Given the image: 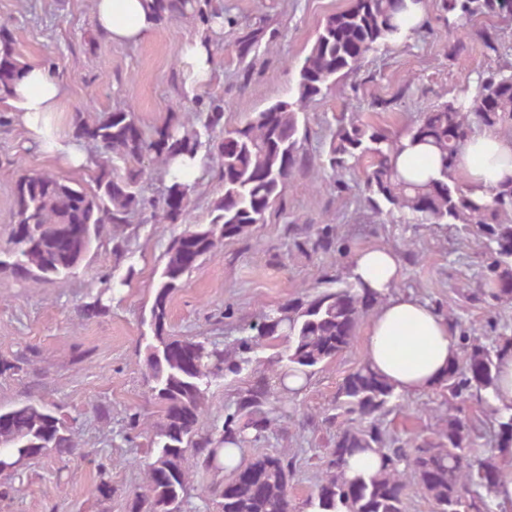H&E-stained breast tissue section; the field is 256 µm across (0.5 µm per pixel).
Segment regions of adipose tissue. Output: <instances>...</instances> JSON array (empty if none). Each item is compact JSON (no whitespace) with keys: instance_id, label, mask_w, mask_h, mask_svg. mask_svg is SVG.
<instances>
[{"instance_id":"obj_1","label":"adipose tissue","mask_w":512,"mask_h":512,"mask_svg":"<svg viewBox=\"0 0 512 512\" xmlns=\"http://www.w3.org/2000/svg\"><path fill=\"white\" fill-rule=\"evenodd\" d=\"M149 0H93L97 28L118 46L135 45L154 29ZM65 91L43 68L27 67L9 102L32 140L49 154L80 164L83 154L52 120L63 110ZM454 176L473 198L488 196L512 181V139L492 128L470 136L458 152ZM350 278L383 302L366 326L365 361L405 395H418L441 384L456 362L458 345L452 325L420 299L396 292L402 266L395 250L376 246L353 258Z\"/></svg>"}]
</instances>
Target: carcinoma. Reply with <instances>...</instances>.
Segmentation results:
<instances>
[{"label": "carcinoma", "mask_w": 512, "mask_h": 512, "mask_svg": "<svg viewBox=\"0 0 512 512\" xmlns=\"http://www.w3.org/2000/svg\"><path fill=\"white\" fill-rule=\"evenodd\" d=\"M208 0H154L157 17L183 18L203 13ZM448 28L464 35L479 16L512 13V0H443ZM406 0H354L351 8L329 16L297 68L295 95L255 113L241 126H224V113H207L204 128L223 127L215 145L218 175L224 186L206 224L189 223V207L168 199L177 192L191 197L194 186L172 177L165 194L150 199L143 193L145 161L163 168L179 158L193 160L203 142L190 123H167L153 134H131V113L122 110L90 122L84 113L73 116L76 137L100 149L93 160L92 186L49 173L21 176L15 188V223L27 228L21 240L7 239L0 248V271L16 278L61 282L79 266L93 245L109 237L113 252L126 251L124 236L135 213H149L155 224H184L162 257L150 309L151 340L145 345L146 380L152 396L164 406L153 426L143 463L145 482L130 512H180L190 488L189 457L214 473L226 470L224 448H246L261 441L276 418L265 410L268 385L262 381L240 394L233 412L224 418L218 434L202 432L199 419L206 410L209 388L219 379L237 375L247 355L273 345L283 348L268 361L285 364L281 385L288 375L309 378L351 344L359 318L374 302L364 300L350 279L310 300H287L263 311L248 325L250 334L231 347L221 348L205 338L170 333L167 303L185 275L203 258L214 254L224 240L246 235L265 220L288 186L299 154V115L307 104L330 92L337 79L357 72L368 53L409 37L403 13ZM25 65L15 56L7 28L0 25V95L11 94ZM487 127L512 129V71L498 69L480 79L475 94L453 98L423 113L420 120L390 132L370 122L336 116L337 129L322 165L340 175L363 169L364 200L378 216L399 212L423 224H463L487 237L491 262L487 285L512 294V184L491 192L490 201L472 199L465 184L448 178V159L471 133L472 121ZM410 144H427L438 153L439 177L424 184L406 181L395 158ZM336 239V227L316 229L312 250L325 249ZM112 302L111 276L101 277V288L84 305V312L104 314ZM500 353L473 344L457 372L448 375V389L456 397L475 387L497 396ZM31 360L24 354L0 356V376H14ZM402 394L364 365L338 389L337 400L348 414L359 417L355 428H342L326 468L318 478L310 505L314 512H405L402 476L415 474L432 512H477L482 478L469 470L477 442L462 419L449 416L437 436L415 444L408 452L397 439L387 437L378 417L388 412ZM77 448L75 433L58 412L32 401L0 409V475L11 477L51 453L71 455ZM372 453L379 467L352 477L348 459ZM97 474L95 503L112 495L109 464L91 460ZM247 476L230 491L218 484L221 512H287L291 464L282 456L265 455L241 462L233 471Z\"/></svg>", "instance_id": "carcinoma-1"}]
</instances>
